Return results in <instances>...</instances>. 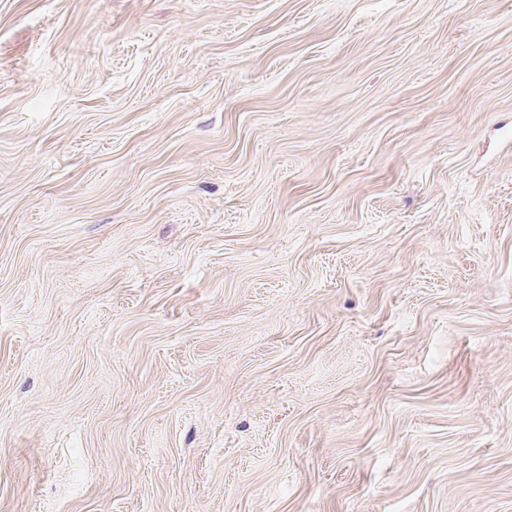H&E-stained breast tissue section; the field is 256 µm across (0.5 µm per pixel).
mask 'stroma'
<instances>
[{"label": "stroma", "instance_id": "35a3bbf8", "mask_svg": "<svg viewBox=\"0 0 512 512\" xmlns=\"http://www.w3.org/2000/svg\"><path fill=\"white\" fill-rule=\"evenodd\" d=\"M0 512H512V0H0Z\"/></svg>", "mask_w": 512, "mask_h": 512}]
</instances>
